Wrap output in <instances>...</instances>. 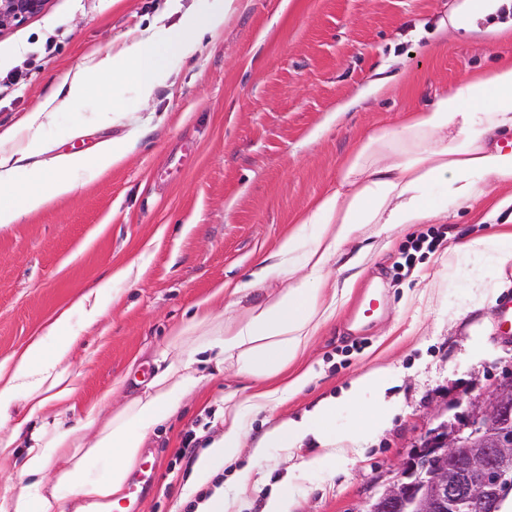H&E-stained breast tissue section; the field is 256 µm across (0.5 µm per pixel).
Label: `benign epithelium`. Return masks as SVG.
<instances>
[{
  "instance_id": "benign-epithelium-1",
  "label": "benign epithelium",
  "mask_w": 512,
  "mask_h": 512,
  "mask_svg": "<svg viewBox=\"0 0 512 512\" xmlns=\"http://www.w3.org/2000/svg\"><path fill=\"white\" fill-rule=\"evenodd\" d=\"M47 0H0V31L40 13ZM512 494V368L469 399L464 419L441 423L363 512H502Z\"/></svg>"
}]
</instances>
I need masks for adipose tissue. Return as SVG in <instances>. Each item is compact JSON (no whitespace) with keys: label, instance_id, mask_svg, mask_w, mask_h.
Wrapping results in <instances>:
<instances>
[{"label":"adipose tissue","instance_id":"1","mask_svg":"<svg viewBox=\"0 0 512 512\" xmlns=\"http://www.w3.org/2000/svg\"><path fill=\"white\" fill-rule=\"evenodd\" d=\"M235 9V0H225L210 13L168 30L167 42L140 39L130 53L104 57L93 69L132 82L143 97H150L161 75L164 44L193 54L199 35L220 33ZM507 132L512 133L511 61L468 78L458 89L407 114L398 125L370 131L343 159L335 189L317 199L277 252L258 260L251 278L260 282L292 276L291 263L299 252L304 255L306 275L294 278L288 288L262 304L241 309L210 335L178 330L169 340L174 358L107 424H99L93 405L78 423L69 421L76 392L70 369L76 339L62 332L61 321L50 323L43 335L0 361V459L18 458L24 481L19 490H0V512H73L79 500L119 505L146 437L176 416L188 394L205 381L200 369L205 360L219 367L233 360L238 375L263 382L264 387L224 413L222 434L194 464L200 482H208L220 464L233 463L245 448L255 463L268 449H286L288 462L298 471L335 458L339 450L332 433L334 399L320 400L301 418L276 423L251 447L243 432V410H267L313 381L315 373L308 369L278 385L265 384L304 351L311 336L332 316L335 304L325 299L321 288L330 263L345 256L336 270L343 287H351L360 276L364 252L350 256L346 249L364 226L375 224L385 233L408 224L444 221L449 209L472 207L495 190L512 187V142H499ZM83 162L80 156H62L59 175L28 195L25 210H39L70 194L74 185L62 172ZM437 187L445 192L447 204L431 203L430 193ZM389 375L386 369L359 375L345 393L347 402L368 404L371 416L388 418L393 411L386 397ZM310 437L322 452L307 459L299 449ZM55 459L61 462L56 469L51 466ZM93 460L103 464L104 476L91 472Z\"/></svg>","mask_w":512,"mask_h":512}]
</instances>
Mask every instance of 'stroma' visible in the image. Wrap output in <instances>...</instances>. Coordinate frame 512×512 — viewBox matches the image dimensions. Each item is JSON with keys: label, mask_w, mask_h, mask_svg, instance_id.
<instances>
[{"label": "stroma", "mask_w": 512, "mask_h": 512, "mask_svg": "<svg viewBox=\"0 0 512 512\" xmlns=\"http://www.w3.org/2000/svg\"><path fill=\"white\" fill-rule=\"evenodd\" d=\"M222 2L48 0L43 12L0 32V156L12 158L7 201L23 211L0 229V360L67 314L77 338L72 419L94 402L108 423L145 389L177 329L197 316L222 320L232 300L225 284L248 280L256 260L335 188L342 159L368 132L512 59V40L494 33L512 21V9L463 32L439 25L454 0H240L221 35L203 37L193 55L165 47L149 99L108 76L98 92L68 99L65 76L142 36L165 38L183 18ZM52 99L60 108L44 111ZM105 142L123 158L103 170L90 158ZM71 154L87 158L68 173L74 192L25 211L35 173L51 176L58 157ZM427 230H362L366 271L288 368L313 369L314 382L272 413L243 417L254 442L332 398V427L344 437L366 415L344 402V390L385 366L395 372L386 390L396 405L390 423L361 437L345 459L305 473H288L278 448L255 466L240 455L219 482L238 497L235 472L251 467L253 488L238 497L239 512H263L283 489L288 512H362L427 431L461 419L467 396L512 367V337L498 331L512 263L499 271L454 250L512 233V206L489 200L450 211L442 244L404 269L411 241ZM123 268L130 276L113 280L103 314L87 324L75 301ZM256 388L225 361L223 373L148 437L142 458L156 478L140 512H183L200 489L173 469L183 435L221 434L225 397L239 402Z\"/></svg>", "instance_id": "1"}]
</instances>
